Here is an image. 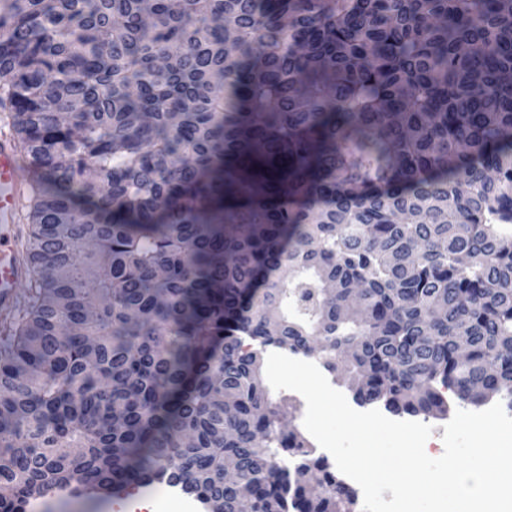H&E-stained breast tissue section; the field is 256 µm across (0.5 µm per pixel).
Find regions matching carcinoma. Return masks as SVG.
Returning a JSON list of instances; mask_svg holds the SVG:
<instances>
[{"instance_id":"1","label":"carcinoma","mask_w":512,"mask_h":512,"mask_svg":"<svg viewBox=\"0 0 512 512\" xmlns=\"http://www.w3.org/2000/svg\"><path fill=\"white\" fill-rule=\"evenodd\" d=\"M0 105L38 172L0 512H358L270 346L360 406L512 411V0H0ZM271 353H281L284 355L289 356L286 353L278 352L275 350L268 349L263 354V379L266 387L268 388L270 392V396L272 397V400L274 403H277L279 405H285L287 406L288 413L286 414V424L288 427V421L291 422L292 425L297 426L300 430L304 432V434L310 439L312 443H314L317 446L316 441L309 435V433L305 430L303 426V418L306 411V404L301 395L294 391L290 390H281V391H275L272 389L270 384L267 381L266 374H265V367H266V359L267 356ZM141 489L143 493L152 496L157 505V512H179V509L172 503L164 501L160 497L162 485L156 484L153 487H141L130 491V495L122 500L115 501L112 498L96 499L70 496L68 498H53L48 495L37 500L48 502V510L45 512H119V505L126 501L133 502L132 508H123L121 512H154L151 501L144 497L143 493L135 492ZM135 492V493H133ZM132 493V494H131Z\"/></svg>"}]
</instances>
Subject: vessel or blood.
Here are the masks:
<instances>
[{
    "label": "vessel or blood",
    "instance_id": "obj_1",
    "mask_svg": "<svg viewBox=\"0 0 512 512\" xmlns=\"http://www.w3.org/2000/svg\"><path fill=\"white\" fill-rule=\"evenodd\" d=\"M21 148L7 132L0 133V312L15 309L19 289L31 270L19 256L17 241L21 217L17 202L23 182Z\"/></svg>",
    "mask_w": 512,
    "mask_h": 512
}]
</instances>
